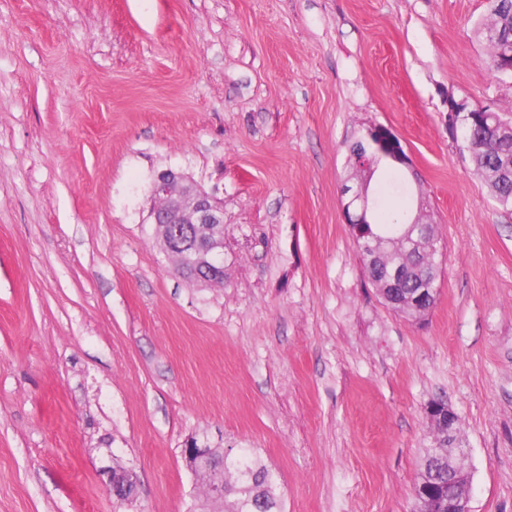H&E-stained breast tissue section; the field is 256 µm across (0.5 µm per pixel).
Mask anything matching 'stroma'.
Segmentation results:
<instances>
[{"label": "stroma", "instance_id": "35a3bbf8", "mask_svg": "<svg viewBox=\"0 0 512 512\" xmlns=\"http://www.w3.org/2000/svg\"><path fill=\"white\" fill-rule=\"evenodd\" d=\"M489 0H0V512H188L182 448H249L285 512H413L429 402L460 417L470 512H512V212L448 102L512 120ZM388 127L384 218L426 210L415 320L343 219L350 145ZM224 201V282L151 231L157 171ZM136 486L118 501L105 467ZM365 137L375 152L387 156L405 167H411L410 158L402 148L399 139L388 128L381 125L370 126Z\"/></svg>", "mask_w": 512, "mask_h": 512}]
</instances>
